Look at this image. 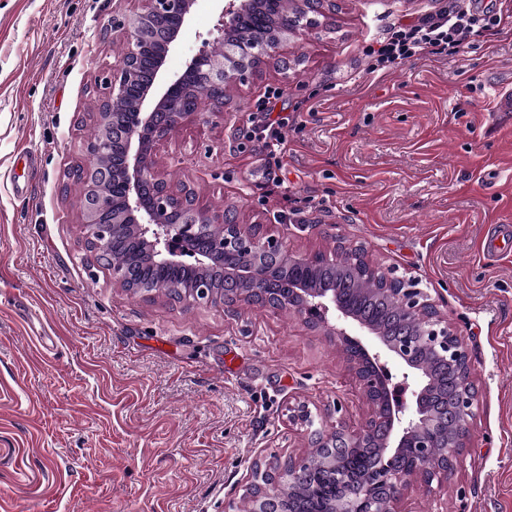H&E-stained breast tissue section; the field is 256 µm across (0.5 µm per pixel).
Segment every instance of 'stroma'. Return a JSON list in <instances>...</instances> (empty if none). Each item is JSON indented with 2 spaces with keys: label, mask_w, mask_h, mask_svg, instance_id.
I'll list each match as a JSON object with an SVG mask.
<instances>
[{
  "label": "stroma",
  "mask_w": 512,
  "mask_h": 512,
  "mask_svg": "<svg viewBox=\"0 0 512 512\" xmlns=\"http://www.w3.org/2000/svg\"><path fill=\"white\" fill-rule=\"evenodd\" d=\"M334 2L330 31L285 40L281 60L302 65L270 61L157 159L172 187L290 251L359 244L427 291L477 399L454 471L414 482L394 512H512V251L480 252L489 226H512V115L488 88L512 87V28L395 70L370 54L399 25L512 0ZM129 9L0 0V512H237L253 468L310 449L289 407L325 429L368 412L335 340L297 314L133 296L93 258L66 173L86 159L79 123ZM221 10L195 0L167 73L215 46ZM260 109L291 118L274 164L249 133ZM265 170L287 195L258 186Z\"/></svg>",
  "instance_id": "1"
}]
</instances>
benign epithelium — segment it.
<instances>
[{
	"label": "benign epithelium",
	"instance_id": "1",
	"mask_svg": "<svg viewBox=\"0 0 512 512\" xmlns=\"http://www.w3.org/2000/svg\"><path fill=\"white\" fill-rule=\"evenodd\" d=\"M133 3L134 7L124 20L112 25L113 31L124 36L128 48L112 64L107 75L99 80V101L102 105L123 96L138 82L135 61L144 44L146 26L176 9L181 21L168 37L151 82L142 88L135 112L123 121L122 129L117 132L123 146L126 198L125 213L120 215L119 222L134 230L157 262L180 265L185 239L208 222V214L198 207L188 217L173 224L159 217L167 209L169 197L176 195L177 191L157 166L155 155L173 134L199 117V113L187 112L181 107L182 98L191 93V89L184 85L185 75L166 76L162 72L171 48L187 23L194 0H133ZM277 50L276 46H265L260 50L244 46L217 56L203 49L191 58L187 71L205 74L212 86L219 89L226 85L235 86L253 71L246 65L245 58L257 56L267 62L276 57ZM109 209L107 193L83 194L84 223H91L90 217L103 216ZM244 251L255 257L253 263L240 266L225 262L226 257ZM280 254L284 255L288 265L300 270L310 269L319 262L328 266L336 263L334 253L292 254L272 235H253L240 224H227L224 240L202 246L194 252L192 270L198 277H207L216 269L221 271L224 293L234 296L232 300H224V314L227 316L236 315L238 305L244 301H258L279 310L285 299L279 295L278 287L272 284L270 270ZM386 284L392 300L403 312L424 316L420 337L392 342L344 308L335 290L312 288L304 280L288 282V300L304 322L353 349L352 370L371 408L366 421L351 430L340 427L313 429L314 417L305 405L288 408V423L312 430L314 448L364 446L372 437L380 436L383 464L379 468L378 481L389 487V493L396 502L414 479L427 471L439 470L433 452L439 441L436 433L439 415L433 412L429 403L428 384L415 360V350L425 347L454 359H465L467 353L459 341L448 345V337L453 335V331L431 302L429 294L416 287L413 280L388 274ZM389 361L402 370L403 385L411 393L409 404L400 401L397 389L390 387V378L386 374ZM475 400V389L467 387L453 410L464 435L469 429ZM305 464L304 458L290 460L280 480L264 492V497L257 498L260 512H272L267 503L274 502L278 491L288 479L298 475L300 467ZM365 507L368 512H381L371 484L357 488L353 499L343 505L342 512H359Z\"/></svg>",
	"mask_w": 512,
	"mask_h": 512
}]
</instances>
